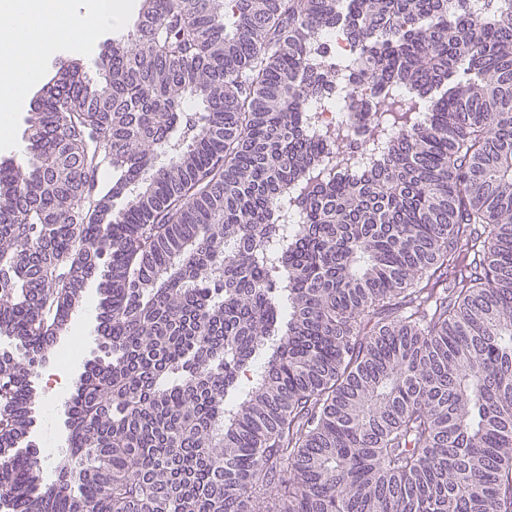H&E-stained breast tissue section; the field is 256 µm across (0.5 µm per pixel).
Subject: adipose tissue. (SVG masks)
I'll return each mask as SVG.
<instances>
[{
  "instance_id": "obj_1",
  "label": "adipose tissue",
  "mask_w": 512,
  "mask_h": 512,
  "mask_svg": "<svg viewBox=\"0 0 512 512\" xmlns=\"http://www.w3.org/2000/svg\"><path fill=\"white\" fill-rule=\"evenodd\" d=\"M129 0H0V139L11 138V114L40 74L34 59L83 52L103 31L120 27Z\"/></svg>"
}]
</instances>
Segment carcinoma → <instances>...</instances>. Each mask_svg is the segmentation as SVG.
<instances>
[{
  "mask_svg": "<svg viewBox=\"0 0 512 512\" xmlns=\"http://www.w3.org/2000/svg\"><path fill=\"white\" fill-rule=\"evenodd\" d=\"M102 69L0 163V512H512V0H143ZM99 283L100 279L98 277H94L89 280L82 303L74 312L71 328L68 329V332L61 336L60 339H58L56 351L51 354L46 364L40 370L38 369V376L33 378L35 386L37 387L39 399L35 411L36 424L29 440L32 441L31 444H34L39 452L42 468L41 481L43 485H48L56 481L59 461L62 459L61 456L65 454L68 448V429L65 425V401L71 396L70 394L73 392L75 382L78 379L77 378L72 382V387L65 397L63 408L52 414L50 411L55 395L68 380L71 369L70 365L69 369L66 370L68 367V360L65 366L62 367L58 362V358L63 355H67L71 344V337L75 336V325L85 316V306L89 302L92 303L96 313L95 318L90 322L94 324L95 334H97V314L101 298ZM51 434L58 436L64 443V447L56 448L54 455H52L49 450V448H51Z\"/></svg>",
  "mask_w": 512,
  "mask_h": 512,
  "instance_id": "obj_1",
  "label": "carcinoma"
}]
</instances>
